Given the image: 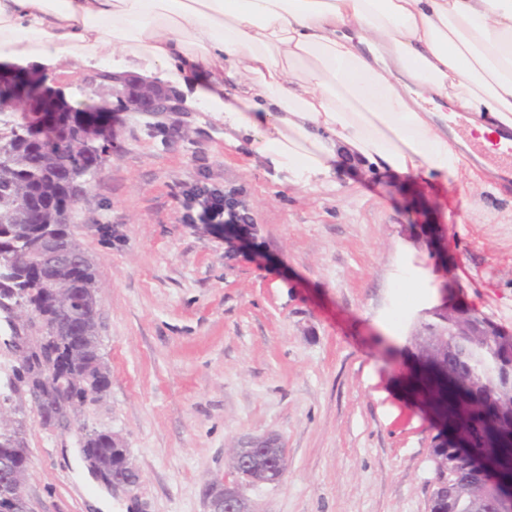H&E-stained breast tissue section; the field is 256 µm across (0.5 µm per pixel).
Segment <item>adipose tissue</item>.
Instances as JSON below:
<instances>
[{
    "label": "adipose tissue",
    "instance_id": "obj_1",
    "mask_svg": "<svg viewBox=\"0 0 512 512\" xmlns=\"http://www.w3.org/2000/svg\"><path fill=\"white\" fill-rule=\"evenodd\" d=\"M132 56L289 182L337 162L491 185L440 128L512 130V0H0V60Z\"/></svg>",
    "mask_w": 512,
    "mask_h": 512
}]
</instances>
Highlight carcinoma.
<instances>
[{"label": "carcinoma", "instance_id": "1", "mask_svg": "<svg viewBox=\"0 0 512 512\" xmlns=\"http://www.w3.org/2000/svg\"><path fill=\"white\" fill-rule=\"evenodd\" d=\"M101 119L100 115L58 112L48 119V127L15 119L0 122V308L44 302L48 304L46 315L66 321L76 311L84 316L97 307L96 295H78L82 288L98 287V281L94 264L68 220L86 196L98 167L108 158V143L99 140L93 130ZM52 246L68 248L69 259L51 270L44 265V253ZM84 332L78 367L89 373L94 390L103 398L109 380L100 374L105 366L98 323L84 325ZM41 335L38 319L27 316L12 324L0 314V336L8 337L3 346L12 358L11 372L21 384L43 359L54 356L64 367L70 366V344L41 340ZM444 362L452 373L467 367L480 374L484 385L463 389L427 363L416 367L428 405L457 421L453 435L445 430L438 433L446 440L435 443L434 462L443 459L448 447L458 444L485 448L505 461L512 458V444L493 425L494 412L481 395L503 383V368L512 363V354L494 348L465 354L450 336ZM84 399L79 392L63 395L50 391L45 403L55 414L69 409L80 414ZM12 402V394L0 392V467L6 466L4 451L26 448L16 418L18 409ZM82 447L110 450L107 432L94 431ZM429 512H456L445 489L433 490Z\"/></svg>", "mask_w": 512, "mask_h": 512}]
</instances>
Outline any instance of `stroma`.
Masks as SVG:
<instances>
[{
  "mask_svg": "<svg viewBox=\"0 0 512 512\" xmlns=\"http://www.w3.org/2000/svg\"><path fill=\"white\" fill-rule=\"evenodd\" d=\"M95 72L62 60L46 84L77 107ZM101 134L112 153L71 222L110 378L82 420L120 434L141 474L112 512H208L232 449L267 434L288 469L247 488L256 512H428L441 426L400 379L444 281L512 331V223L488 220L512 213V180L496 196L342 164L305 189L199 103L166 121L115 112ZM198 186L241 203L248 242L191 221ZM418 268L433 276L420 294L403 279ZM25 439L31 512H93L66 456L80 433L30 420Z\"/></svg>",
  "mask_w": 512,
  "mask_h": 512,
  "instance_id": "35a3bbf8",
  "label": "stroma"
}]
</instances>
